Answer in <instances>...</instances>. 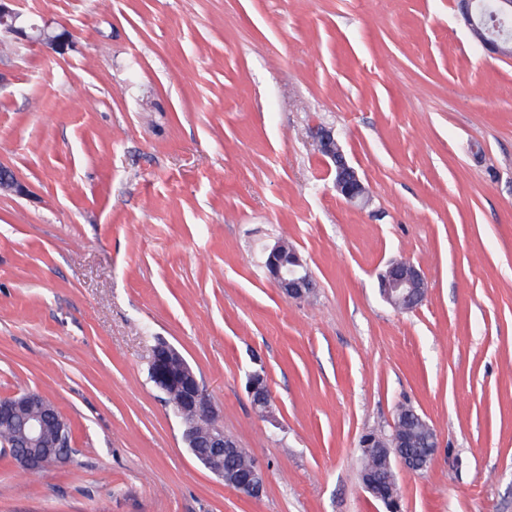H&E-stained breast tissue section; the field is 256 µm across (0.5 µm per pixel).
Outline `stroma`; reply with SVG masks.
<instances>
[{
    "label": "stroma",
    "mask_w": 512,
    "mask_h": 512,
    "mask_svg": "<svg viewBox=\"0 0 512 512\" xmlns=\"http://www.w3.org/2000/svg\"><path fill=\"white\" fill-rule=\"evenodd\" d=\"M57 54L0 36V398L71 429L0 512H387L361 436L400 405L436 429L400 512H512V56L454 0H19ZM332 128L369 192L336 193ZM316 280L291 302L265 249ZM411 261L410 312L379 275ZM167 341L265 470L254 499L188 451L149 377ZM264 369L274 416L247 376ZM380 285L385 301L403 311L417 309L428 288L420 270L407 260L390 262L381 275Z\"/></svg>",
    "instance_id": "1"
}]
</instances>
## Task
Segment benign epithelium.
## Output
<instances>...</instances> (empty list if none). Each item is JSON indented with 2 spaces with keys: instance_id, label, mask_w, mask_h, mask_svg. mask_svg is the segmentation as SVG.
<instances>
[{
  "instance_id": "benign-epithelium-1",
  "label": "benign epithelium",
  "mask_w": 512,
  "mask_h": 512,
  "mask_svg": "<svg viewBox=\"0 0 512 512\" xmlns=\"http://www.w3.org/2000/svg\"><path fill=\"white\" fill-rule=\"evenodd\" d=\"M16 0H0V34L12 35L21 40H33L46 45L56 53H65L70 44V35L51 32L48 27L40 28L29 22L27 17L15 8ZM458 7L473 36L483 46L508 55L512 53V34L499 28V22L512 18V0H493L491 13L477 14L475 0H458ZM313 145L318 154L330 160V171L334 173L336 192L351 204L365 201L367 188L357 170L351 166L331 130L320 126L313 131ZM7 189L18 195L25 193L24 184L14 173L0 166V190ZM266 270L270 279L292 301L307 299L316 288V281L307 265L293 248H285L281 241L266 249ZM427 282L420 270L407 260H396L388 264L381 275V294L386 302L396 309L412 311L424 301ZM150 378L155 387L165 393L179 395V415L193 417L191 421H182L183 438L190 442L191 447L200 446L207 452L200 454V462L214 475L224 478V457L246 453L237 441L224 432L219 423L218 412L209 395L200 385L199 380L188 361L173 346L160 343L155 346L150 365ZM247 392L255 405L264 406L262 416L268 418L272 414V398L260 372L249 375ZM42 394L23 392L8 398L0 399V421H8L15 415L27 410L35 404L44 406L45 417L57 420L59 430H64V423L52 404L40 401ZM397 412L409 413L408 421L419 425L423 430L429 455L423 462L416 463L408 452L410 447V431L395 425L389 434L368 433L360 441L362 457L366 458L376 448L382 449V461L389 470L399 465L410 472L423 470L435 460L440 448L436 429L415 408L401 406ZM43 421L39 419L24 422L26 431L23 447L27 451L18 456L22 466L49 467L58 465L69 456L63 448L62 436L52 441L43 436ZM361 483L366 492L378 501L392 504L396 501V482L385 488L379 477L366 467L361 468ZM266 486V474L256 464L245 475L233 480L232 487L252 498L262 496Z\"/></svg>"
}]
</instances>
